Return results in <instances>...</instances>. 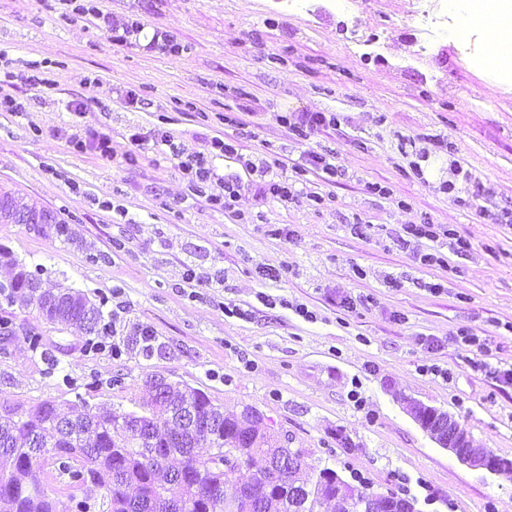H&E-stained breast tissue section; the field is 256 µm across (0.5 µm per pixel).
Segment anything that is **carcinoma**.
I'll use <instances>...</instances> for the list:
<instances>
[{
    "mask_svg": "<svg viewBox=\"0 0 512 512\" xmlns=\"http://www.w3.org/2000/svg\"><path fill=\"white\" fill-rule=\"evenodd\" d=\"M36 276L19 270L0 295L43 313L45 291L29 287ZM70 303L54 325H80L97 350L109 333L101 311L86 315L85 295L69 288ZM195 411V428L185 429L176 419L182 405ZM79 401L68 414L43 401L19 412L0 415V458L9 467L0 469V504L5 512H56L44 481L46 464L30 456V436L38 435L51 449L55 478L81 491L74 512H170L179 502L181 512H403L408 500L390 490L375 493L361 482L337 480L331 468L301 479L303 452L293 465L281 468L291 449L281 444L269 427L259 430L263 414L253 406L238 413H224L205 393L180 388L170 382L166 393L151 400L127 420L124 411L96 407L89 416L77 415ZM258 462L261 467L241 483L238 474Z\"/></svg>",
    "mask_w": 512,
    "mask_h": 512,
    "instance_id": "carcinoma-1",
    "label": "carcinoma"
}]
</instances>
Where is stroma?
I'll use <instances>...</instances> for the list:
<instances>
[{"mask_svg": "<svg viewBox=\"0 0 512 512\" xmlns=\"http://www.w3.org/2000/svg\"><path fill=\"white\" fill-rule=\"evenodd\" d=\"M97 5L182 50L113 44L65 0H0V55L15 74L0 96L22 106L0 112V191L71 228L65 239L0 224V247L43 290L98 303L122 352L86 350L81 327L0 298L13 320L0 338V413L81 400L132 411L160 374L225 411L257 408L303 450L306 474L360 476L418 512H512V469L461 464L404 405L448 412L473 447L512 460V79L479 67L484 32L428 39L421 0H354L345 12L336 0ZM33 73L43 83L23 82ZM128 91L140 108L126 107ZM291 112L335 122L298 136L280 121ZM159 124L177 154L132 144V127ZM88 126L110 136L111 158L70 148ZM215 137L234 147L219 173L263 162L297 197H262L257 176L235 212L210 209L179 163ZM409 224L434 225L436 240ZM456 234L470 251L454 252ZM426 253L438 263L422 264ZM188 255L196 288L183 281ZM463 329L477 344L458 341ZM484 348L485 370L472 365Z\"/></svg>", "mask_w": 512, "mask_h": 512, "instance_id": "obj_1", "label": "stroma"}]
</instances>
